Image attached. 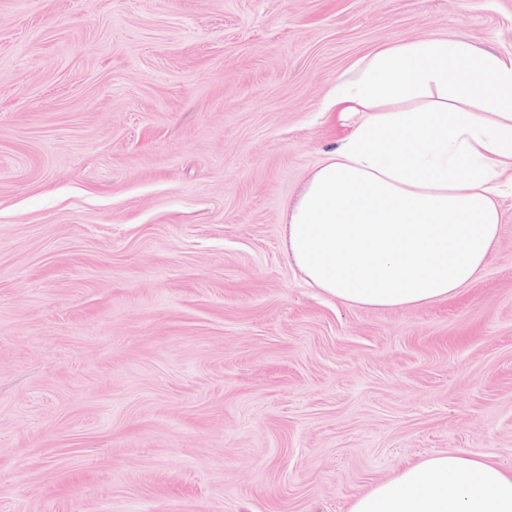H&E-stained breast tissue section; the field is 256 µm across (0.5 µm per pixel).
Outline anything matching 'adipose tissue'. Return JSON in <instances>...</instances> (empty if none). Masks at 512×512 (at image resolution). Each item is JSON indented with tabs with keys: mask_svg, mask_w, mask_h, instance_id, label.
<instances>
[{
	"mask_svg": "<svg viewBox=\"0 0 512 512\" xmlns=\"http://www.w3.org/2000/svg\"><path fill=\"white\" fill-rule=\"evenodd\" d=\"M336 146L284 216L305 281L348 306L408 308L482 273L512 171V57L463 38L397 44L326 100ZM350 512H512V466L440 451Z\"/></svg>",
	"mask_w": 512,
	"mask_h": 512,
	"instance_id": "adipose-tissue-1",
	"label": "adipose tissue"
}]
</instances>
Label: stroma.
<instances>
[{"mask_svg": "<svg viewBox=\"0 0 512 512\" xmlns=\"http://www.w3.org/2000/svg\"><path fill=\"white\" fill-rule=\"evenodd\" d=\"M512 56V0H0V512H349L448 450L512 466V195L445 302L346 306L283 215L339 77Z\"/></svg>", "mask_w": 512, "mask_h": 512, "instance_id": "stroma-1", "label": "stroma"}]
</instances>
